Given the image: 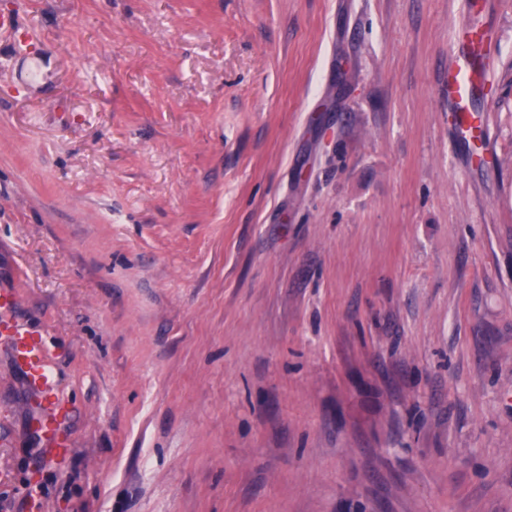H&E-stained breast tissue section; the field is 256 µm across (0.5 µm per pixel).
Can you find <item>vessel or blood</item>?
<instances>
[{
    "label": "vessel or blood",
    "instance_id": "b4317fda",
    "mask_svg": "<svg viewBox=\"0 0 512 512\" xmlns=\"http://www.w3.org/2000/svg\"><path fill=\"white\" fill-rule=\"evenodd\" d=\"M458 36L469 50L448 60V101L454 107L453 117L461 137L483 135L482 118L471 106L473 88L479 79L472 54L491 41L492 32L458 24ZM17 294L14 289H0V341L7 342L12 360L24 375L36 410L35 424L47 452L55 457L67 454L70 443L61 433L66 418L63 397L54 378L52 361L40 330L26 327L11 315Z\"/></svg>",
    "mask_w": 512,
    "mask_h": 512
}]
</instances>
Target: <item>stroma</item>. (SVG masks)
<instances>
[{
  "mask_svg": "<svg viewBox=\"0 0 512 512\" xmlns=\"http://www.w3.org/2000/svg\"><path fill=\"white\" fill-rule=\"evenodd\" d=\"M0 0V512H512V0ZM497 38L491 158L448 113ZM459 38L470 47L469 53L457 54L448 59V103L454 107L458 134L463 138L484 135L482 118L472 109L473 88L479 79L475 70L472 54L480 50L492 39L490 29L471 26L465 19L458 24ZM16 298L13 288L0 289V341L9 344L12 360L24 375L44 448L50 455L62 457L70 448L69 441L61 434L66 418L63 397L41 331L16 322L11 315Z\"/></svg>",
  "mask_w": 512,
  "mask_h": 512,
  "instance_id": "35a3bbf8",
  "label": "stroma"
}]
</instances>
